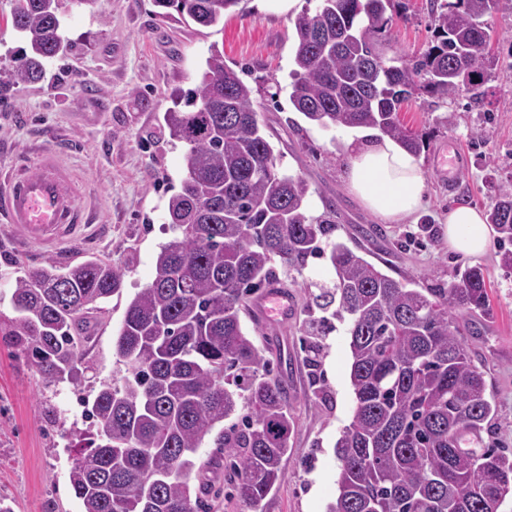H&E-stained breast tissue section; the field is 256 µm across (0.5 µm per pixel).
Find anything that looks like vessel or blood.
<instances>
[{"mask_svg": "<svg viewBox=\"0 0 512 512\" xmlns=\"http://www.w3.org/2000/svg\"><path fill=\"white\" fill-rule=\"evenodd\" d=\"M73 176L57 152L41 154L36 172L16 170L0 180V222L11 225L15 235L29 245L63 252L74 239L85 237L90 213L75 206L68 189ZM255 315L269 325L288 316V293L270 285L255 302Z\"/></svg>", "mask_w": 512, "mask_h": 512, "instance_id": "1", "label": "vessel or blood"}]
</instances>
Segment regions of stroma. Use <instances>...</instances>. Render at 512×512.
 <instances>
[{"label":"stroma","instance_id":"1","mask_svg":"<svg viewBox=\"0 0 512 512\" xmlns=\"http://www.w3.org/2000/svg\"><path fill=\"white\" fill-rule=\"evenodd\" d=\"M59 3L69 50L47 63L38 83L13 85L9 74L27 43L11 24V0H0V172L20 161L34 165L37 150L63 149L81 175L72 193L93 211L96 230L54 258L66 266L94 255L125 276L121 295L91 313L80 384L46 381L21 347L0 335V499L13 512H82L69 473L75 445L89 430L84 403L102 385L125 376L113 348L125 309L152 280L161 246L175 236L167 201L183 177L186 149L161 135L164 114L172 107L186 110L214 44L252 87L281 172L308 181L311 213L334 204L337 239L364 251L395 280L415 277L423 288L451 283L457 269L469 265L484 268L492 285L491 312L468 317L463 334L498 415L487 438L512 448V269L502 266L496 240H489L484 254L466 259L449 253L445 234L450 209L466 203L487 211L499 184L512 179V0H502L484 18L499 65L483 100L449 105L421 91L401 113L403 125L424 142L417 161L427 198L402 224L382 223L348 191L344 142L351 130L323 131L295 110L288 15L241 0L240 12L226 14L219 32L175 14L162 17L154 0ZM429 13L430 0H394L378 36L386 57L412 56L433 44ZM444 156L456 157L455 168L439 170ZM47 257L38 247H18L9 225L0 223V316L14 314L16 263L40 265ZM327 274L325 261L314 259L303 273L282 278L291 299L288 319L256 332L258 348L288 383L295 418L286 478L266 498L263 512H327L337 495L334 444L354 409L345 325L323 338L327 392L309 385L304 348L309 321L321 316L308 307L309 285Z\"/></svg>","mask_w":512,"mask_h":512}]
</instances>
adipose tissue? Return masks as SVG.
Wrapping results in <instances>:
<instances>
[{
  "instance_id": "adipose-tissue-1",
  "label": "adipose tissue",
  "mask_w": 512,
  "mask_h": 512,
  "mask_svg": "<svg viewBox=\"0 0 512 512\" xmlns=\"http://www.w3.org/2000/svg\"><path fill=\"white\" fill-rule=\"evenodd\" d=\"M349 190L384 223L399 224L424 204L425 177L414 154L394 139L373 133L347 146ZM445 232L450 250L464 257L482 254L488 244L484 214L461 204L449 211Z\"/></svg>"
}]
</instances>
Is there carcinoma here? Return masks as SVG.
Instances as JSON below:
<instances>
[{
	"mask_svg": "<svg viewBox=\"0 0 512 512\" xmlns=\"http://www.w3.org/2000/svg\"><path fill=\"white\" fill-rule=\"evenodd\" d=\"M54 0H14L11 23L28 52L14 84L42 79L67 53ZM240 0H155L204 27L224 22ZM393 0H321L295 30L291 101L323 129L374 128L411 153L422 141L400 120L416 90L456 101L485 95L495 66L482 18L500 0H432L436 43L385 58L372 36ZM252 88L213 45L193 110H171L169 137L184 143L185 175L168 199L177 236L161 246L155 274L128 303L115 350L128 376L105 385L85 415L95 429L69 474L83 512H212L224 496L261 512L286 477L294 419L270 361L244 331L250 293L279 281L274 266L302 271L323 258L309 307L347 326L353 418L334 446L338 495L328 512H500L512 496V451L486 445L496 413L471 362L460 323L490 310L484 269L468 266L450 285L410 288L341 241L336 210H309V184L282 174L261 132ZM502 265L512 269V181L487 213ZM124 271L101 259L73 267L46 260L14 271V317L0 325L49 382L75 383L90 322L82 307L120 294ZM322 348L309 345L312 383ZM214 434L226 463L224 488L196 464ZM197 484H191V475Z\"/></svg>",
	"mask_w": 512,
	"mask_h": 512,
	"instance_id": "1",
	"label": "carcinoma"
}]
</instances>
